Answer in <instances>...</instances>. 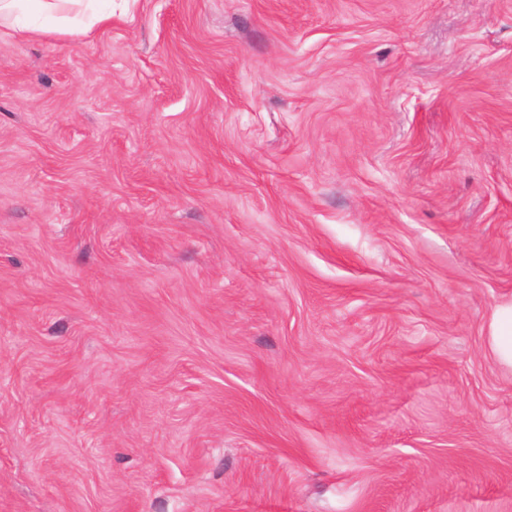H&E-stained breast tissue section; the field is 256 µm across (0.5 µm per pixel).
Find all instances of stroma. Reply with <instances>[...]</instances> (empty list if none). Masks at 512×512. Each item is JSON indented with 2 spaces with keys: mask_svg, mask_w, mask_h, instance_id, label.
Wrapping results in <instances>:
<instances>
[{
  "mask_svg": "<svg viewBox=\"0 0 512 512\" xmlns=\"http://www.w3.org/2000/svg\"><path fill=\"white\" fill-rule=\"evenodd\" d=\"M512 0H112L0 30V512H512ZM489 337L491 349L498 360L512 365V305L495 311Z\"/></svg>",
  "mask_w": 512,
  "mask_h": 512,
  "instance_id": "1",
  "label": "stroma"
}]
</instances>
